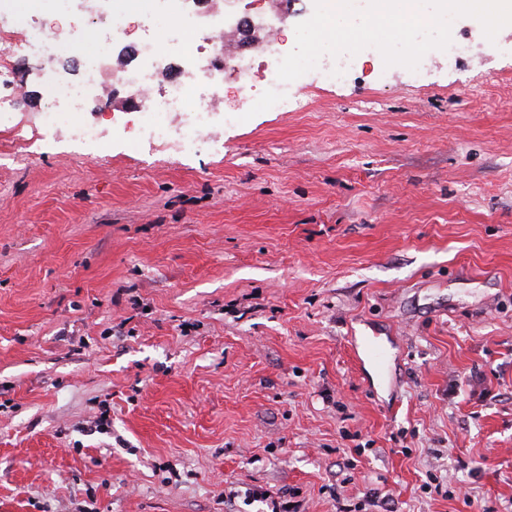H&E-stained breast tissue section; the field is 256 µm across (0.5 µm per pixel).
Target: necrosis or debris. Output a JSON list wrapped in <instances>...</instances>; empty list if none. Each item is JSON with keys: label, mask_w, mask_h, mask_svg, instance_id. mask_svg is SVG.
<instances>
[{"label": "necrosis or debris", "mask_w": 512, "mask_h": 512, "mask_svg": "<svg viewBox=\"0 0 512 512\" xmlns=\"http://www.w3.org/2000/svg\"><path fill=\"white\" fill-rule=\"evenodd\" d=\"M103 21L105 40L96 55L78 53V34L39 32L25 44L27 51L74 60L78 80L58 73H46L42 94L46 107L39 114L44 133L67 131L76 144L103 148L104 135L98 125L86 122L102 89V63L112 47L126 34L133 18L146 21L163 17V28L146 37L135 48L137 63L117 82L137 101L140 140L171 144L180 154L194 152L201 139L214 129L239 120L254 108L284 112L296 100L301 80L289 83L277 78L280 61L271 54L265 68L266 85L262 96H255L249 58L233 59L200 55L193 36L201 26L197 14L186 10L183 0H105ZM236 75L235 89L241 101L239 109L224 107V74Z\"/></svg>", "instance_id": "4bbe7bcc"}]
</instances>
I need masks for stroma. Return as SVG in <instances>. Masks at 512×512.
I'll return each instance as SVG.
<instances>
[{
  "label": "stroma",
  "instance_id": "35a3bbf8",
  "mask_svg": "<svg viewBox=\"0 0 512 512\" xmlns=\"http://www.w3.org/2000/svg\"><path fill=\"white\" fill-rule=\"evenodd\" d=\"M455 34L189 155L115 83L107 155L45 136L0 50V512H512V25Z\"/></svg>",
  "mask_w": 512,
  "mask_h": 512
}]
</instances>
